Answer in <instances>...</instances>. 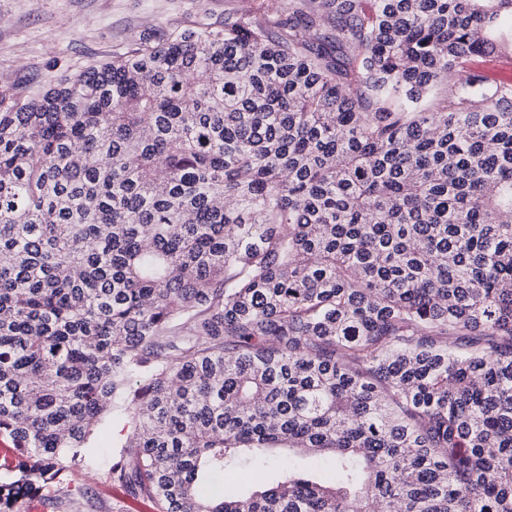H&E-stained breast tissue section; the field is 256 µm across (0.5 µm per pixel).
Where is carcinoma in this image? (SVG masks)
<instances>
[{
	"mask_svg": "<svg viewBox=\"0 0 512 512\" xmlns=\"http://www.w3.org/2000/svg\"><path fill=\"white\" fill-rule=\"evenodd\" d=\"M286 2L0 94V512H512V0ZM123 438L121 427L111 424L99 437V467L92 470L75 468L70 471L63 488L57 493V499L47 502L48 508L45 507L42 512H160L147 499H133L125 485L112 479L109 470L112 455L122 449L112 446L120 445ZM78 486L84 489V494H68V490Z\"/></svg>",
	"mask_w": 512,
	"mask_h": 512,
	"instance_id": "1",
	"label": "carcinoma"
}]
</instances>
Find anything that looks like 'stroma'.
I'll return each mask as SVG.
<instances>
[{
    "mask_svg": "<svg viewBox=\"0 0 512 512\" xmlns=\"http://www.w3.org/2000/svg\"><path fill=\"white\" fill-rule=\"evenodd\" d=\"M248 0H0V90L26 93L111 59L145 33L223 23ZM124 437L109 426L99 437L100 465L69 472L66 489L44 512H160L132 498L109 467Z\"/></svg>",
    "mask_w": 512,
    "mask_h": 512,
    "instance_id": "1",
    "label": "stroma"
}]
</instances>
